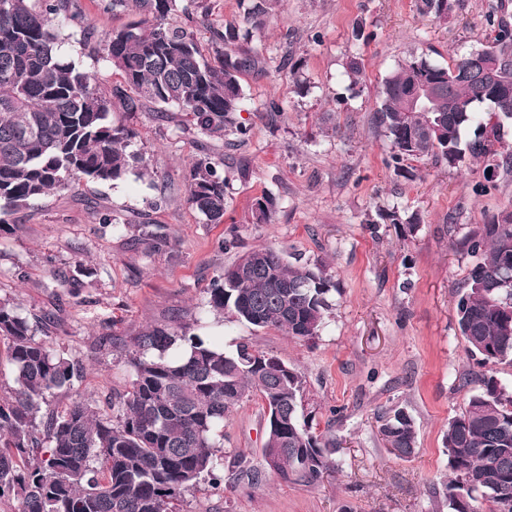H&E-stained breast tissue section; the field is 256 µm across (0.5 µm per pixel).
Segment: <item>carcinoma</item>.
<instances>
[{"mask_svg":"<svg viewBox=\"0 0 512 512\" xmlns=\"http://www.w3.org/2000/svg\"><path fill=\"white\" fill-rule=\"evenodd\" d=\"M176 2L98 0L104 11L143 15L102 40L123 78L108 96L61 51L62 30L85 23L75 0H0V229L14 226L35 200L144 167L131 149L132 129L112 122L116 103L127 113L151 104L162 118L174 107L210 137L248 139L251 126L237 119L241 77L259 69L260 55L239 45L238 27L227 24L210 26L212 56H205L193 32L166 22ZM271 2L249 0L246 22L264 26ZM453 7V0H419V10L437 20ZM489 19L490 54L472 51L447 67L412 54L385 79L373 120L390 141L395 172L434 158L450 168L487 160V172L512 173V150H493L485 139L492 118L512 120V96L496 98L476 79L489 60L512 82L505 0L491 5ZM415 82L433 85L426 108L409 102ZM471 124L473 137L465 140ZM190 177L189 203L207 223H224V173L206 154L193 159ZM275 207L270 196L255 199L253 223H271ZM462 246L479 257L456 306L468 356L481 366L512 362V209L489 216ZM333 290L323 267L254 248L215 276L205 308L306 340L324 324ZM35 331L32 318L0 302L10 379L0 395V502L18 501L19 512H176L201 479L222 482L224 420L251 397L268 413L262 453L283 482L315 487L339 469L304 414L302 373L247 342L228 351L196 322L142 329L130 338L132 378L112 417L81 396L61 409L53 404L86 368ZM380 434L395 457L414 454L417 430L406 410L386 416ZM443 443L452 512H512V389L483 376L481 391L448 422Z\"/></svg>","mask_w":512,"mask_h":512,"instance_id":"obj_1","label":"carcinoma"}]
</instances>
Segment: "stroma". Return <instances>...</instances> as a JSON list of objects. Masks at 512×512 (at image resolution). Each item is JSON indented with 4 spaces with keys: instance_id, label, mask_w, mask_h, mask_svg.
<instances>
[{
    "instance_id": "35a3bbf8",
    "label": "stroma",
    "mask_w": 512,
    "mask_h": 512,
    "mask_svg": "<svg viewBox=\"0 0 512 512\" xmlns=\"http://www.w3.org/2000/svg\"><path fill=\"white\" fill-rule=\"evenodd\" d=\"M188 3L177 0L168 21L191 26L201 45L209 26L242 23L239 0H204V23L187 21ZM416 3L282 0L246 42L263 60L241 80L246 141L209 137L177 111L162 119L149 107L114 110L113 121L134 130L145 172L37 200L16 214L14 230L0 231V301L45 319L50 344L86 366L74 393L92 395L107 413L129 384L130 336L202 317L211 280L235 258L218 251L219 239L235 236L243 250L272 247L331 276L332 307L312 339L229 315L213 330L225 348L246 341L302 372L313 428L335 441L338 472L316 487L282 483L261 455L264 413L252 399L224 423L222 483L200 481L181 512H450L448 422L479 392L484 373L512 388V364L478 367L456 322L457 294L474 264L458 243L512 206V174L490 179L483 163L452 169L434 160L396 173L373 122L381 85L400 60L423 54L444 67L490 45L492 0H458L444 22L419 14ZM77 5L94 35L86 42L74 34L66 50L111 91L122 78L104 61L100 39L134 16L103 11L96 0ZM351 57L362 68L354 86L344 74ZM270 98L283 109L273 122L261 111ZM203 153L228 178L220 224L206 223L188 202L189 163ZM262 195L274 198L276 212L271 223L255 224L250 208ZM393 210L416 218L414 232L390 222ZM106 212L115 224H101ZM153 235L170 249L153 250ZM399 408L418 433L406 459L389 454L379 435L382 416ZM244 466L258 479L242 475Z\"/></svg>"
}]
</instances>
